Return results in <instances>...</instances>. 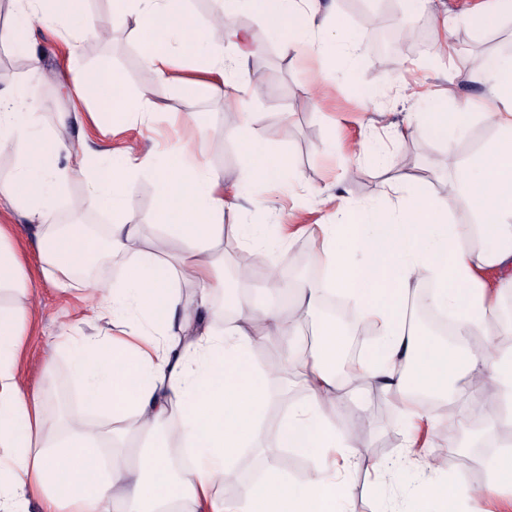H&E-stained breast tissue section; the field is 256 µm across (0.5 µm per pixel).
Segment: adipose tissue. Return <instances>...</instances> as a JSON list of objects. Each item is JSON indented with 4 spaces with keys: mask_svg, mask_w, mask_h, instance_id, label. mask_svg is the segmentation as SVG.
<instances>
[{
    "mask_svg": "<svg viewBox=\"0 0 512 512\" xmlns=\"http://www.w3.org/2000/svg\"><path fill=\"white\" fill-rule=\"evenodd\" d=\"M18 13L40 26H65L86 38L98 28L82 0H12ZM112 20L144 39L143 59L158 75L173 64L172 41H180L186 58L199 63L204 82H191L195 91L218 94L235 89V77L256 53L250 34L238 28L232 13L215 19L209 37H201L185 0H115ZM255 12L285 50L298 54L348 52L356 41L344 25L325 39L314 33L315 0H234ZM67 96L71 104L57 128L41 125L30 84L40 77L32 69L24 88L0 91V148L23 145L27 153L15 174L0 180V211L23 212L38 228L36 252L43 276L60 289L72 287L75 273L89 255L85 235L75 227L49 223L57 196L73 180L99 198L112 217L102 241L111 254L127 256L121 281L88 284L99 303L95 316L120 320L122 336L67 334L78 346L75 375L81 384L82 405L70 408L63 427L48 424L45 398L27 390L16 373V351L26 334V315L34 290L27 265L11 242L12 227L0 224V292L19 291L22 301L0 303V447L12 449L14 466L0 476V512H28L30 496L41 490L55 494L71 512H346L341 475L317 471L291 481L280 467L266 470L261 481L246 487L241 502L224 500V486L236 480L237 461L252 446L270 400L271 378L278 367L255 369L256 350L272 336L281 342L284 359H291L298 326L282 310L267 304L248 310L246 325L215 330L224 317L211 302L215 293L232 299L224 284V260L217 246L224 237L223 177L204 161L202 141H185L162 154L133 149L91 152L75 143L73 134L84 125L96 126L102 139H111L113 125L101 121L107 110L144 120L156 105L148 92L134 99H117L112 76L75 66L70 70ZM470 79L488 84L485 118L497 130L495 140L474 154L462 174L461 196L475 198L473 220L459 224L451 217L455 199L424 193L412 176L389 183L394 203L387 208L342 204L336 223L323 225V245L315 262L321 283L283 282L268 273L271 287L293 299L297 312L314 308L324 296L353 299L361 318L373 327L376 339L357 363L360 374L379 381L386 392L407 399L414 393L447 397L459 375H471L483 388L490 406L489 422L512 421V350L470 351L413 334L406 321L409 287L430 282L428 307L453 318L456 333L491 334L512 330V321L499 317L495 298L512 293L511 278H492V271L512 266V55L478 57ZM471 112L460 105L450 114L423 112L405 126L389 127L393 141L447 140L449 128L467 130ZM253 113H241L235 130L241 141L240 161L256 182L279 183L291 172L287 155L262 147L253 131ZM155 173L158 224L137 220L133 185L144 171ZM181 237V254H169L157 241L158 226ZM150 239L153 249L141 248ZM193 282L197 310L209 325L189 335L174 330L182 315L180 280ZM344 328L333 321L319 331L321 351L313 363L301 366L308 394L288 409L279 429V445L322 455L338 451L343 469L359 465L348 432L331 418L328 393L337 387L336 356ZM91 412L108 415L102 429L87 422ZM173 424V441H157L166 424ZM152 443L131 454L127 430ZM187 462L173 466L170 446ZM112 460L104 474L89 465L101 448Z\"/></svg>",
    "mask_w": 512,
    "mask_h": 512,
    "instance_id": "obj_1",
    "label": "adipose tissue"
}]
</instances>
